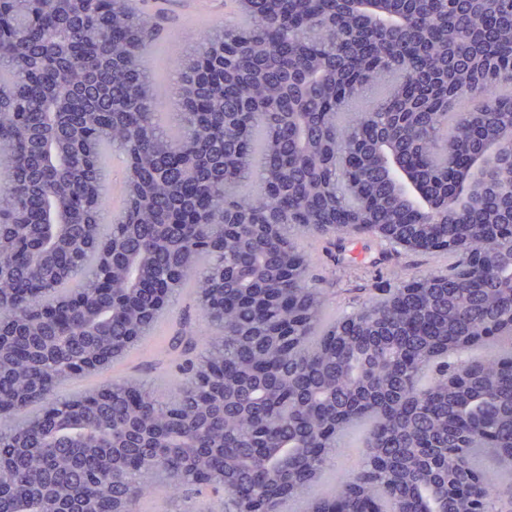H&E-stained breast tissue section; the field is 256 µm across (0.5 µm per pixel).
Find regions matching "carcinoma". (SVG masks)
<instances>
[{"label":"carcinoma","mask_w":512,"mask_h":512,"mask_svg":"<svg viewBox=\"0 0 512 512\" xmlns=\"http://www.w3.org/2000/svg\"><path fill=\"white\" fill-rule=\"evenodd\" d=\"M229 2L173 58L159 8L0 0V512L512 510V0ZM353 234L455 265L339 316L303 241ZM177 293L205 326L169 338L170 397L56 398ZM355 430L363 457L317 491Z\"/></svg>","instance_id":"carcinoma-1"}]
</instances>
